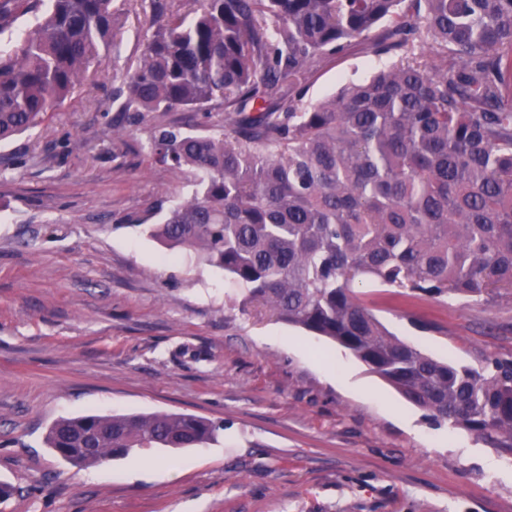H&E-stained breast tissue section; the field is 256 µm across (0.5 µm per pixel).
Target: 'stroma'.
Returning a JSON list of instances; mask_svg holds the SVG:
<instances>
[{"label":"stroma","instance_id":"35a3bbf8","mask_svg":"<svg viewBox=\"0 0 512 512\" xmlns=\"http://www.w3.org/2000/svg\"><path fill=\"white\" fill-rule=\"evenodd\" d=\"M151 14L51 117L0 145V512H512V458L435 424L343 348L276 320L193 253L150 237L190 192L149 163L154 115L112 138V89ZM351 45L306 99L396 62ZM360 301L393 333L470 367L512 359V291ZM346 372L348 384L337 383ZM190 413L223 424L203 448H152L83 468L44 446L86 412Z\"/></svg>","mask_w":512,"mask_h":512}]
</instances>
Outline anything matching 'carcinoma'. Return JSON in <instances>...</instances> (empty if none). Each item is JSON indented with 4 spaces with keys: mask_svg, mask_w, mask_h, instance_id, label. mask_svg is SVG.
Masks as SVG:
<instances>
[{
    "mask_svg": "<svg viewBox=\"0 0 512 512\" xmlns=\"http://www.w3.org/2000/svg\"><path fill=\"white\" fill-rule=\"evenodd\" d=\"M0 0V142L48 118L99 68L125 10L152 33L112 92V128L151 112L224 113V131L160 121L149 160L196 190L149 232L224 269L243 302L349 350L435 423L512 457V361L474 369L390 333L352 289L481 297L512 290V0ZM358 40L400 54L370 81L304 101ZM224 426L186 413L53 422L45 443L88 467L133 449L199 448ZM34 23V18L30 14L18 19L10 31L0 35V49L7 51L15 48Z\"/></svg>",
    "mask_w": 512,
    "mask_h": 512,
    "instance_id": "obj_1",
    "label": "carcinoma"
}]
</instances>
